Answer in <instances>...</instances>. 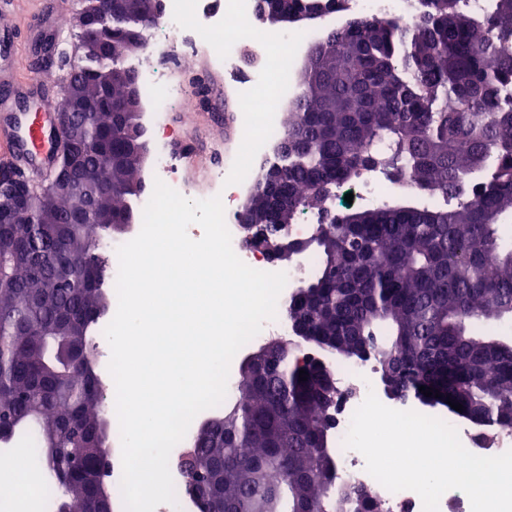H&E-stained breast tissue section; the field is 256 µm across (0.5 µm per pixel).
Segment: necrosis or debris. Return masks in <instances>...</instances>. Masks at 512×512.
I'll use <instances>...</instances> for the list:
<instances>
[{
	"instance_id": "1",
	"label": "necrosis or debris",
	"mask_w": 512,
	"mask_h": 512,
	"mask_svg": "<svg viewBox=\"0 0 512 512\" xmlns=\"http://www.w3.org/2000/svg\"><path fill=\"white\" fill-rule=\"evenodd\" d=\"M256 5L257 0H161V21L146 37L158 63L130 61L138 77L141 124L151 143V163L132 207L143 211L158 179L186 198L196 196L193 183L182 176V160L171 152L165 134L167 112L187 104L189 97L181 84L167 79L161 64L168 59L167 47L174 45L188 56L207 55L213 67L234 79L241 133L252 153L249 166L215 170L210 176L213 192L222 199L234 252L248 266L273 272L277 266L265 253L243 246L238 202L249 194L257 168L270 159L272 147L283 137L280 114L295 99L297 90L278 74L296 61L309 37L300 32L267 39L253 36ZM349 5L352 13L386 18L402 29L412 27L420 12L418 0H349ZM336 372L351 390L339 404L333 435L342 479L374 490L387 512H423L418 494L387 490L367 473L364 457L343 445L354 411L368 392L378 387L373 365L347 360L337 365Z\"/></svg>"
}]
</instances>
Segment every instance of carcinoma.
I'll return each instance as SVG.
<instances>
[{
	"label": "carcinoma",
	"instance_id": "1",
	"mask_svg": "<svg viewBox=\"0 0 512 512\" xmlns=\"http://www.w3.org/2000/svg\"><path fill=\"white\" fill-rule=\"evenodd\" d=\"M344 3L258 0V12L298 18ZM157 19L152 0H122L102 46L113 66L135 50L129 32L141 40ZM87 66L80 57L68 77L86 102L128 82L116 74L109 88ZM83 135L79 191H34L27 222L0 213V426L33 431V466L49 490H67L72 512L114 499L101 487L112 431L90 333L106 314L104 233L135 219L141 188L121 110L92 113ZM281 146L288 170L271 181L257 172L240 219L249 246L289 260L286 213L322 214L306 247L317 267L284 318L344 359L369 353L402 399L423 398L424 385L439 390L432 402L462 404L484 440L512 431V345L472 330L512 317V243L499 224L512 216V0L482 17L462 0H426L406 30L378 18L330 30L300 74ZM367 170L444 205L330 211L333 190ZM100 210L112 223H96ZM279 348L239 372L233 406L196 427L183 477L198 512H383L371 490L338 481L331 371Z\"/></svg>",
	"mask_w": 512,
	"mask_h": 512
}]
</instances>
